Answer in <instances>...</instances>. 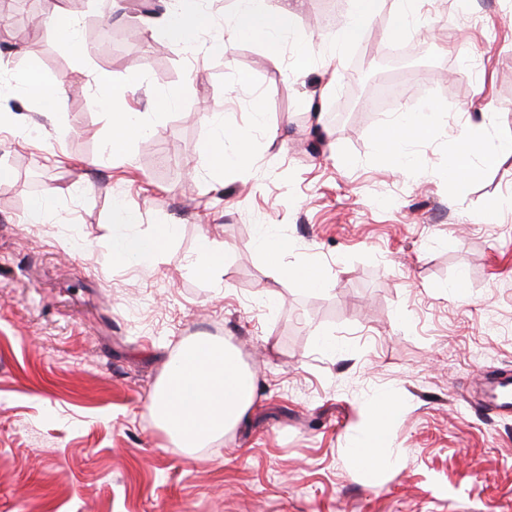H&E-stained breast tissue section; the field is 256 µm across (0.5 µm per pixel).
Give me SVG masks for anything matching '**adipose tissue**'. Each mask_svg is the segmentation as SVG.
<instances>
[{"mask_svg":"<svg viewBox=\"0 0 512 512\" xmlns=\"http://www.w3.org/2000/svg\"><path fill=\"white\" fill-rule=\"evenodd\" d=\"M292 14L288 8L269 11L263 0H235L234 24L238 35L263 37L276 43L287 31ZM208 33L202 45L204 52L224 49V37L217 29L214 17L202 7L200 0H178L177 7L160 30L161 40L169 48L187 45L190 37ZM12 81L39 112L52 116L58 111L60 84L44 77L37 62L14 71ZM432 125L428 112H400L387 123L379 138V155L396 171L409 169L413 163L404 145L407 140L427 134ZM234 141V155L224 152L225 141ZM201 151L213 170L227 167L243 168L250 157V140L245 131L218 125L214 135L203 142ZM482 156L484 164L496 161L494 152L484 148V128L472 123L455 136L448 152V178L456 193H464L470 176L476 175L472 166L474 156ZM177 225L166 224L152 233H119L112 237V258L127 266H137L158 256L176 236ZM259 244L263 253L276 264L278 282H291L312 290L327 288L328 280L313 265H288L282 258L292 245L276 234L271 227H261ZM255 374L239 360L228 344L214 345L207 338H199L167 367L151 410L159 424L186 448H198L223 436L237 425L254 402ZM397 406L393 400L377 398L370 405L371 425L348 450L352 462L358 466L375 464L384 469L397 464L392 455L389 427L396 418Z\"/></svg>","mask_w":512,"mask_h":512,"instance_id":"adipose-tissue-1","label":"adipose tissue"}]
</instances>
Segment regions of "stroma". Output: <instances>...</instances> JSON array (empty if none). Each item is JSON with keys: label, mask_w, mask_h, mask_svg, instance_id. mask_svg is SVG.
Masks as SVG:
<instances>
[{"label": "stroma", "mask_w": 512, "mask_h": 512, "mask_svg": "<svg viewBox=\"0 0 512 512\" xmlns=\"http://www.w3.org/2000/svg\"><path fill=\"white\" fill-rule=\"evenodd\" d=\"M150 0H46L138 41L104 49L54 29L0 35V57L38 62L62 83L56 137L19 99L0 127V512H512V412L476 408L512 373V153L481 168L466 196L448 151L467 124L487 147L512 140V0H427L405 41L397 111L436 110L406 145L420 165L378 155L388 112L355 99L386 82L382 46L400 0H375L362 41L340 46L355 0H265L288 7L287 35L242 38L234 0H213L225 53L154 52ZM311 65L294 70L297 49ZM142 71L135 97L119 94ZM336 86H328L330 73ZM178 105L153 119L159 97ZM148 123L126 155L106 147L108 114ZM262 125H253V112ZM248 131L246 171L212 172L200 147L216 121ZM54 189L51 220L27 223ZM137 230H179L156 258L113 262L112 207ZM295 245L333 285L268 298L274 267L260 226ZM222 239L224 270L194 269L201 234ZM462 291H455L457 278ZM229 343L257 369L243 420L184 448L150 410L169 363L197 337ZM404 409L397 467L358 468L347 450L372 399Z\"/></svg>", "instance_id": "stroma-1"}]
</instances>
